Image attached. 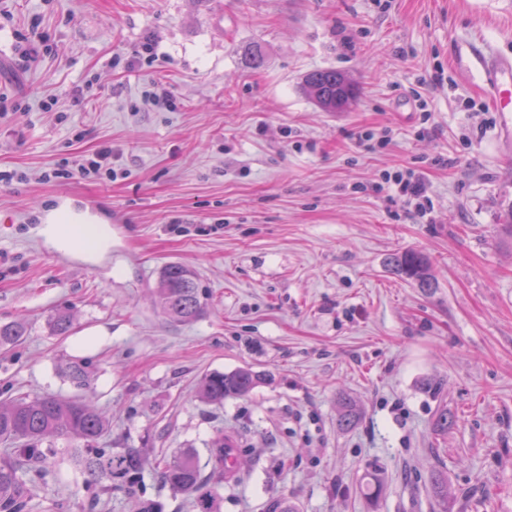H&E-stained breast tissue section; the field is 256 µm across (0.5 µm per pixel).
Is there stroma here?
<instances>
[{
    "mask_svg": "<svg viewBox=\"0 0 512 512\" xmlns=\"http://www.w3.org/2000/svg\"><path fill=\"white\" fill-rule=\"evenodd\" d=\"M468 37L512 56V0H0V325H27L0 346V391L94 402L102 446L147 450L141 499L162 512L192 509L154 461L222 433L248 452L221 512H439L436 474L451 512H512V140L451 58ZM317 69L352 76L350 110L305 95ZM385 126L386 148L360 144ZM104 145L116 180L68 176ZM405 167L430 219L369 188ZM68 200L110 221L104 259L35 235ZM405 250L430 256L434 288L391 271ZM170 263L204 293L188 324L155 293ZM73 360L87 386L61 375ZM240 367L269 379L200 400L203 374ZM343 396L361 413L348 431ZM61 499L87 506L65 467L34 512Z\"/></svg>",
    "mask_w": 512,
    "mask_h": 512,
    "instance_id": "stroma-1",
    "label": "stroma"
}]
</instances>
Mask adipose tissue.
Returning a JSON list of instances; mask_svg holds the SVG:
<instances>
[{
	"instance_id": "1",
	"label": "adipose tissue",
	"mask_w": 512,
	"mask_h": 512,
	"mask_svg": "<svg viewBox=\"0 0 512 512\" xmlns=\"http://www.w3.org/2000/svg\"><path fill=\"white\" fill-rule=\"evenodd\" d=\"M37 233L54 250L86 261L96 260L112 246L108 220L71 201L50 209Z\"/></svg>"
}]
</instances>
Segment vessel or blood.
I'll list each match as a JSON object with an SVG mask.
<instances>
[{"instance_id": "1", "label": "vessel or blood", "mask_w": 512, "mask_h": 512, "mask_svg": "<svg viewBox=\"0 0 512 512\" xmlns=\"http://www.w3.org/2000/svg\"><path fill=\"white\" fill-rule=\"evenodd\" d=\"M453 55L458 66L477 78L503 130L512 135V58L498 54L487 43L470 39L456 43Z\"/></svg>"}]
</instances>
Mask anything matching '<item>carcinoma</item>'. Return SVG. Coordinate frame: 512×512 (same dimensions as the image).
Segmentation results:
<instances>
[{
	"label": "carcinoma",
	"instance_id": "carcinoma-1",
	"mask_svg": "<svg viewBox=\"0 0 512 512\" xmlns=\"http://www.w3.org/2000/svg\"><path fill=\"white\" fill-rule=\"evenodd\" d=\"M308 97L328 112H343L357 100L350 77L336 69H319L304 79ZM392 270L420 288L434 287L428 257L417 251L396 252L389 258ZM156 295L168 315L176 322L196 320L203 311L202 292L193 273L181 264L167 265L160 276ZM27 335L22 322L0 325V345L16 346ZM65 376L74 384L88 383L86 363L72 361L64 368ZM268 375L249 367L230 372H212L198 382L197 393L209 404L222 405L224 399L249 395ZM359 410L349 398L339 402V424L348 429L357 424ZM106 415L81 400L63 401L52 395L18 397L0 402V442L8 445L0 455V512H24L31 498V488L44 480L42 464L52 449L42 447L44 440L67 437L79 442L69 449L64 460L67 467L80 474L87 497L98 504L101 496L122 490L138 495L142 473L147 465L144 448H96L94 444L107 433ZM226 437L207 449L201 460L194 448L182 451L174 460L164 462L159 470L161 482L173 491L188 496L194 512H220L222 496L219 487L241 482L237 474L224 473Z\"/></svg>",
	"mask_w": 512,
	"mask_h": 512
}]
</instances>
